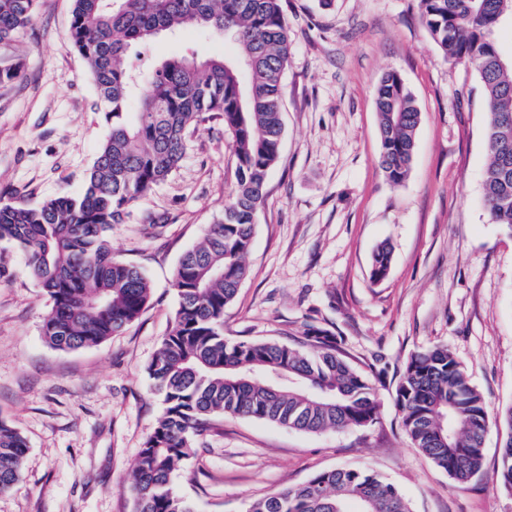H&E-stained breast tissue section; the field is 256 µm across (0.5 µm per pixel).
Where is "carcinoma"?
I'll use <instances>...</instances> for the list:
<instances>
[{"label":"carcinoma","instance_id":"1","mask_svg":"<svg viewBox=\"0 0 512 512\" xmlns=\"http://www.w3.org/2000/svg\"><path fill=\"white\" fill-rule=\"evenodd\" d=\"M37 0H0V44L32 21ZM420 18L451 64L473 70L486 98L489 163L483 196L489 220L512 233V55L498 30L512 24L501 0H418ZM213 36L229 28L248 62L192 51L137 73L124 57L175 27ZM70 39L96 85L106 132L83 191L37 205L0 203V243L21 249L52 306L42 334L53 348L97 346L135 322L151 288L143 270L112 253L113 225L179 167L188 135L219 119L232 136L236 184L224 215L186 250L172 276L178 309L171 332L149 365L165 407L142 448L128 492L133 512H194L174 477L212 418L248 417L299 431L365 430L380 422L376 383L340 353L329 331L310 327L303 341L224 337V308L248 275L258 209L282 137V79L292 40L282 0H72ZM140 92L131 111V90ZM380 168L393 185L411 168L421 122L415 99L391 70L375 90ZM391 247L372 256L383 279ZM394 405L413 447L456 483L483 471L490 429L504 428L494 479L512 492V405L490 416L466 366L439 345L414 353L395 387ZM26 442L0 420V494L21 479ZM410 512L380 474L350 468L319 472L305 483L254 502L248 512Z\"/></svg>","mask_w":512,"mask_h":512}]
</instances>
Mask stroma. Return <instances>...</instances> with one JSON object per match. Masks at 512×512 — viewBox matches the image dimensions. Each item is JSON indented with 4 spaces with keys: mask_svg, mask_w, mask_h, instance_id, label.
<instances>
[{
    "mask_svg": "<svg viewBox=\"0 0 512 512\" xmlns=\"http://www.w3.org/2000/svg\"><path fill=\"white\" fill-rule=\"evenodd\" d=\"M292 50L283 79L284 135L257 214L250 269L224 309L232 340L295 344L309 326L334 333L362 372H384L380 423L305 433L249 418H215L174 481L195 512H248L269 493L318 472L369 468L411 512H512L493 480L498 432L481 475L458 484L405 436L393 394L412 353L448 346L491 410L512 405V234L491 223L482 182L487 104L473 72L444 61L417 0H284ZM71 0H39L32 23L0 45L23 62L0 84V201L36 205L79 193L105 135L96 87L69 37ZM232 57V42L198 30L130 52L146 71L187 50ZM397 69L422 112L410 172L389 183L379 165L374 89ZM230 135L200 123L169 179L112 230V251L150 281L148 308L100 345L51 348L50 300L24 254L0 243V418L27 452L0 512H132V470L164 409L147 374L178 306L182 254L224 213L236 183ZM390 242L387 277L371 257Z\"/></svg>",
    "mask_w": 512,
    "mask_h": 512,
    "instance_id": "1",
    "label": "stroma"
}]
</instances>
